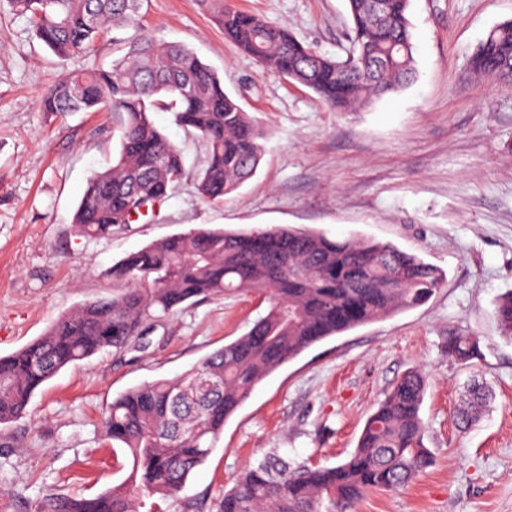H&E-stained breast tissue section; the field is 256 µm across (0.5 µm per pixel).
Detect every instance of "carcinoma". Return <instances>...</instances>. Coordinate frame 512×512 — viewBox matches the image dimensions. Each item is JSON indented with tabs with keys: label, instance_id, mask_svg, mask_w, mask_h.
Returning a JSON list of instances; mask_svg holds the SVG:
<instances>
[{
	"label": "carcinoma",
	"instance_id": "cac0c4a2",
	"mask_svg": "<svg viewBox=\"0 0 512 512\" xmlns=\"http://www.w3.org/2000/svg\"><path fill=\"white\" fill-rule=\"evenodd\" d=\"M143 0H13L57 57L89 51L111 29L138 28ZM410 0H348L351 51L322 54L292 32L212 0L224 38L262 67L310 88L337 112L373 104L416 77ZM473 72L512 81V20L472 53ZM45 112H110L119 145L95 173L72 223L88 238L112 236L140 207L163 202L185 174L180 148L150 118L171 112L205 146L197 189L218 201L256 173L267 133L224 90L222 78L187 47L139 36L108 69L70 72L48 87ZM122 292L83 303L46 332L0 357V425L27 415L31 398L61 371L98 352L141 347L162 318L185 304L252 291L268 309L246 334L172 380L136 386L112 401L100 424L130 469L91 498H50V512H140L146 501L177 499L255 387L312 345L424 304L443 284L438 268L389 242L333 239L283 226L249 232L197 228L151 243L112 266ZM501 333L512 339V293L498 302ZM448 359L480 357L474 334L451 331ZM425 377L399 378L368 417L357 446L336 466L292 465L274 450L243 468L219 512H356L370 490H399L433 462L420 416ZM487 395L472 392L460 423L475 421Z\"/></svg>",
	"mask_w": 512,
	"mask_h": 512
}]
</instances>
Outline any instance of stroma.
Wrapping results in <instances>:
<instances>
[{
    "label": "stroma",
    "instance_id": "obj_1",
    "mask_svg": "<svg viewBox=\"0 0 512 512\" xmlns=\"http://www.w3.org/2000/svg\"><path fill=\"white\" fill-rule=\"evenodd\" d=\"M224 4L287 27L319 52L343 58L350 49L347 0ZM141 15L146 32L192 49L269 130L261 164L223 200L205 201L196 180L203 146L171 113H152L184 153L182 180L111 237L82 236L73 213L89 177L112 164V118L45 112L40 96L68 72L109 67L135 32L110 31L62 61L28 15L0 0V355L74 306L116 293L113 265L176 233L290 225L390 242L442 270V288L269 375L227 420L179 499L158 510L185 512L190 501L211 512L239 471L274 449L298 463H342L386 390L417 370L426 378L421 417L433 463L403 490L369 492L359 512H512V339L495 314L512 292V84L469 68L479 42L512 20V0H411L416 82L354 112L334 111L262 69L225 40L209 0H145ZM267 306L250 292L183 306L140 350L105 349L47 382L25 418L0 426V512H48L50 495L92 497L123 479L124 456L98 434L112 400L182 375L247 332ZM452 329L479 336L475 365L448 361L443 341ZM474 381L489 401L463 430L455 415Z\"/></svg>",
    "mask_w": 512,
    "mask_h": 512
}]
</instances>
